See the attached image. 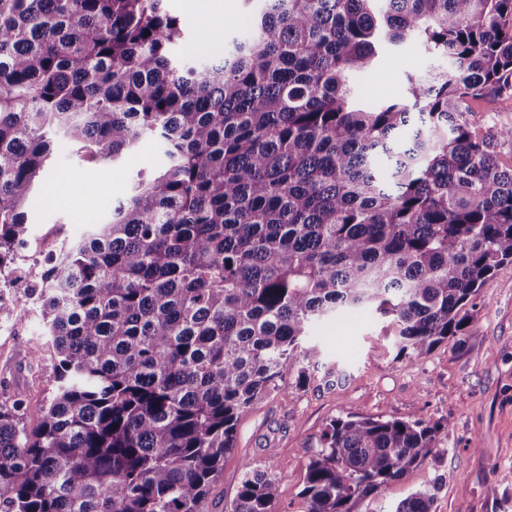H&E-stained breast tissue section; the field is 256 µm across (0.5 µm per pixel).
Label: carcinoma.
Masks as SVG:
<instances>
[{
	"label": "carcinoma",
	"mask_w": 512,
	"mask_h": 512,
	"mask_svg": "<svg viewBox=\"0 0 512 512\" xmlns=\"http://www.w3.org/2000/svg\"><path fill=\"white\" fill-rule=\"evenodd\" d=\"M165 2L0 0V275L57 137L115 163L149 134L166 158L45 260L56 387L30 435L0 405V512H198L238 417L310 359L314 325L373 308L419 359L512 263V128L471 106L512 100V0H263L253 36L205 65L169 56ZM408 37L452 69L357 105L350 76ZM438 436L331 420L305 512H354ZM243 469L228 512H274L277 462Z\"/></svg>",
	"instance_id": "cac0c4a2"
}]
</instances>
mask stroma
<instances>
[{"label":"stroma","instance_id":"obj_1","mask_svg":"<svg viewBox=\"0 0 512 512\" xmlns=\"http://www.w3.org/2000/svg\"><path fill=\"white\" fill-rule=\"evenodd\" d=\"M186 40L177 56L198 63L221 57L235 38L251 33L258 0H234L219 38L185 9V0H167ZM415 39L385 45L372 70L357 75L361 101L379 105L400 95L408 72L449 69ZM165 162L158 142L144 138L123 160L88 162L59 140L39 195L29 213L28 246L19 259L26 276L13 285L0 281V297L24 315H11L0 330V404L23 399L19 426L33 431L54 389L55 369L46 329L34 296L44 259L37 249L46 238L80 237L125 201L138 172L153 173ZM70 188L55 201L58 188ZM461 336L412 360L398 352L385 321L362 310L340 322L312 327L316 365L305 384L289 371L278 390L242 413L236 445L199 512H226L247 460L278 464L275 512H305L302 490L307 465L326 425L340 416H381L440 427L431 456L404 480L389 484L355 512H390L417 491L433 497L432 512H512V264L499 267L469 309Z\"/></svg>","mask_w":512,"mask_h":512}]
</instances>
